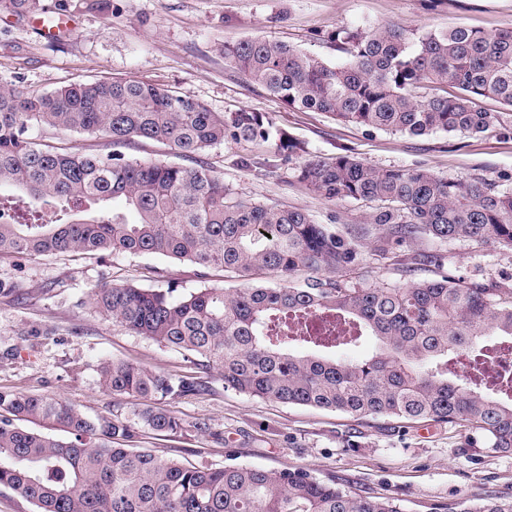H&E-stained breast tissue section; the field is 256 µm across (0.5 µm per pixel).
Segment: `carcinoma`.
I'll return each mask as SVG.
<instances>
[{
  "label": "carcinoma",
  "instance_id": "1",
  "mask_svg": "<svg viewBox=\"0 0 512 512\" xmlns=\"http://www.w3.org/2000/svg\"><path fill=\"white\" fill-rule=\"evenodd\" d=\"M0 9L44 12L40 0H0ZM331 40L345 55L338 64L263 39L224 46V60L289 108L412 136L485 133L500 115L479 108V99L512 107V29L419 32L392 24L341 29ZM449 84L456 94L437 93ZM429 87L436 93L418 95ZM35 127L104 136L113 150L83 153L37 141ZM271 138L277 152L292 147L261 114L221 115L137 78L51 93L0 87V186L29 197L21 209L0 194V256L147 254L248 281L261 274L278 280L191 291L173 279L156 288H93L91 305L104 320L181 351L194 374L102 362L99 386L142 402L132 418L91 419L61 399L0 392V487L36 512H404L397 499L352 494L305 469L199 467L125 446L142 428L206 431V423L186 424L154 401L202 392L203 376L213 373L226 389L284 404L466 423L492 450L512 452V395L494 380L450 368L464 356L484 364L512 346V289L446 275L394 288L345 287L340 277L363 261L352 234L296 208L234 195L201 157L226 140ZM136 141L163 144L190 164L120 151ZM295 176L329 201L382 204L371 220L387 225L383 251L422 235L512 249V193L484 181L378 170L350 155L309 160ZM300 271L307 277L296 287L291 278ZM364 337L374 341L365 358L336 355ZM29 419L57 424L70 438L18 425ZM459 512H512V498L489 497Z\"/></svg>",
  "mask_w": 512,
  "mask_h": 512
}]
</instances>
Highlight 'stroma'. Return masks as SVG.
Here are the masks:
<instances>
[{
  "label": "stroma",
  "mask_w": 512,
  "mask_h": 512,
  "mask_svg": "<svg viewBox=\"0 0 512 512\" xmlns=\"http://www.w3.org/2000/svg\"><path fill=\"white\" fill-rule=\"evenodd\" d=\"M67 10L72 32L45 38L34 17L0 11V87L51 92L78 81L135 77L201 101L211 111L262 114L296 147L287 162L255 168L273 153L263 141H228L203 158L235 195L265 205L298 208L331 229L361 226L364 259L347 272L345 287H398L408 279L449 275L489 288H512V250L471 241L423 236L382 254L384 234L367 205L331 202L299 183L295 168L314 158L347 154L377 169H428L446 179L478 177L512 192V108L479 99L500 113L499 126L476 135L424 136L357 127L325 112L291 109L224 61V44L267 38L336 63V30L401 24L421 31L468 26L512 28V0H43ZM192 290L204 284L239 287L218 270L154 255L0 257V281L15 292L0 297V391L62 398L89 417H131L134 399L104 392L97 367L123 361L170 375L187 373L181 353L113 327L90 305L93 286L130 281L155 286L159 276ZM161 409L204 433L160 435L141 430L135 447L199 466L304 468L335 477L348 491L400 500L405 512H431L512 497V453L487 448L463 424L356 419L317 408L252 398L225 388L218 377L205 392L164 400Z\"/></svg>",
  "instance_id": "obj_1"
}]
</instances>
